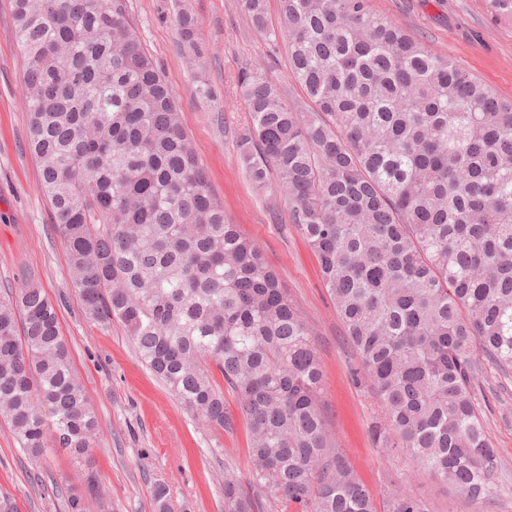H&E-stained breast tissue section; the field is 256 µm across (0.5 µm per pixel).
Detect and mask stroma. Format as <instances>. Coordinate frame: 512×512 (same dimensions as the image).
Instances as JSON below:
<instances>
[{"mask_svg":"<svg viewBox=\"0 0 512 512\" xmlns=\"http://www.w3.org/2000/svg\"><path fill=\"white\" fill-rule=\"evenodd\" d=\"M125 2L130 22L177 94L183 125L225 215L260 245L312 330L325 371L322 411L337 448L377 498L403 477L432 512H471L458 495L419 475L410 463L388 459L373 443L370 428L381 408L370 385L351 378L357 355L316 258L291 224L284 197L257 192L241 162L238 137L248 121L236 93L241 69L262 63L268 78L287 88L289 101L301 99L288 70L285 40L272 43L259 34L237 0H184L202 23L201 76L211 87L205 98L197 92L201 76L179 50L175 0ZM370 6L512 99V14L492 11L488 0H370ZM25 67L11 0H0V289L16 285L22 273L37 276L57 306L61 333L99 430L93 463L83 466L61 449L33 459L0 418V498H10L14 512H68L69 495H86L92 483L98 495L90 499L89 512H156L153 490L161 484L173 512H224L225 470L244 478L251 469L246 428L238 426L231 436L208 431L146 368L119 324L105 330L85 318L27 150ZM475 399L501 463L503 489L491 512H512V374L481 361Z\"/></svg>","mask_w":512,"mask_h":512,"instance_id":"1","label":"stroma"}]
</instances>
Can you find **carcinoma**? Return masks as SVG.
Masks as SVG:
<instances>
[{"label":"carcinoma","instance_id":"1","mask_svg":"<svg viewBox=\"0 0 512 512\" xmlns=\"http://www.w3.org/2000/svg\"><path fill=\"white\" fill-rule=\"evenodd\" d=\"M12 2L27 149L86 318L121 323L207 426L247 425L249 478L224 470V512H259L260 499L431 512L401 483L379 506L336 450L312 331L259 244L225 219L124 0ZM238 7L270 33L266 0ZM280 15L309 105L260 63L239 72L245 171L261 193L276 179L318 261L358 355L353 380L381 406L376 445L485 512L498 454L473 387L481 356L512 370V101L369 0H280ZM174 25L200 57L198 17L180 7ZM0 416L33 457L52 446L91 462L98 419L33 274L0 289Z\"/></svg>","mask_w":512,"mask_h":512}]
</instances>
